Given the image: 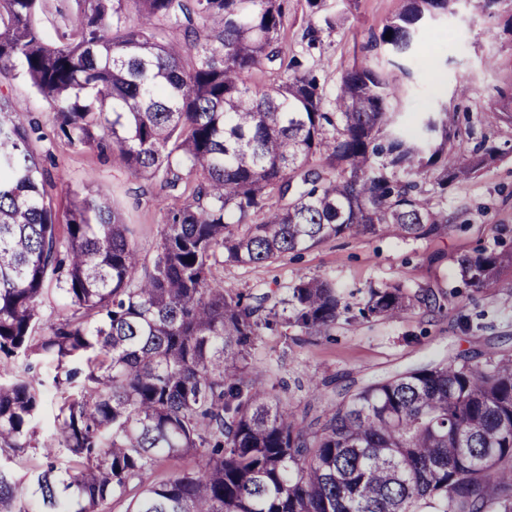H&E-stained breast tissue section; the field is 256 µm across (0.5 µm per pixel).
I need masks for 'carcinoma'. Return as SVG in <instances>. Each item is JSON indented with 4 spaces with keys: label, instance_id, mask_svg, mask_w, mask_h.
I'll return each mask as SVG.
<instances>
[{
    "label": "carcinoma",
    "instance_id": "carcinoma-1",
    "mask_svg": "<svg viewBox=\"0 0 512 512\" xmlns=\"http://www.w3.org/2000/svg\"><path fill=\"white\" fill-rule=\"evenodd\" d=\"M44 0H0V75L21 67L71 144L112 145L133 175L160 179L165 225L144 265L122 215L72 194L64 235L40 187L39 126L0 98V512H512V360L493 354L410 368L339 394L307 426L253 378L260 330L327 334L349 311L335 284L301 276L257 304L214 269L273 263L346 232L444 230L448 186L494 164L486 141L454 145L455 113L415 125L394 87L346 70L334 97L304 61L282 58L283 0H58L64 31L45 40ZM453 0H403L376 41L397 56ZM182 31L169 41L164 28ZM391 39H385L387 32ZM275 68L255 86V71ZM512 125V95L488 108ZM260 217L256 223L250 222ZM464 283L498 286L512 249L457 257ZM69 315L42 325L49 284ZM425 291L372 288L358 316L398 317ZM54 369L52 433L32 422ZM49 459L27 472L29 449ZM196 459L153 480L163 459Z\"/></svg>",
    "mask_w": 512,
    "mask_h": 512
}]
</instances>
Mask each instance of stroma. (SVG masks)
<instances>
[{
  "instance_id": "1",
  "label": "stroma",
  "mask_w": 512,
  "mask_h": 512,
  "mask_svg": "<svg viewBox=\"0 0 512 512\" xmlns=\"http://www.w3.org/2000/svg\"><path fill=\"white\" fill-rule=\"evenodd\" d=\"M401 0H322L312 13L308 0H286L278 48L283 57L303 56L327 94L342 73L368 66L395 82L391 101L403 120L448 106L461 130H473L466 147L484 139L504 156L474 177L449 186L443 199V232L401 238L386 231L347 234L276 262L217 268L226 287L247 296L283 298L299 277L331 280L345 303L358 309L367 292L386 285L415 294L444 295L442 310L415 308L398 318L338 320L329 335L293 339L261 331L254 341L251 372L265 386L287 381L282 399L304 423L335 401L336 391L359 386L428 362L493 349L512 358V268L498 287L474 290L460 278L455 259L482 246L512 247V126L497 122L489 108L512 94V35L503 31L512 8L480 13L476 0H455L448 13L428 21L415 51L394 60L376 36L398 12ZM316 27L317 40L304 34ZM0 93L30 112L45 137L34 151L44 168V191L64 210L70 191H101L120 210L143 257H153L165 224L158 181L134 176L111 153L70 145L54 132L55 114L23 73L0 78ZM324 396L311 399L309 382Z\"/></svg>"
}]
</instances>
